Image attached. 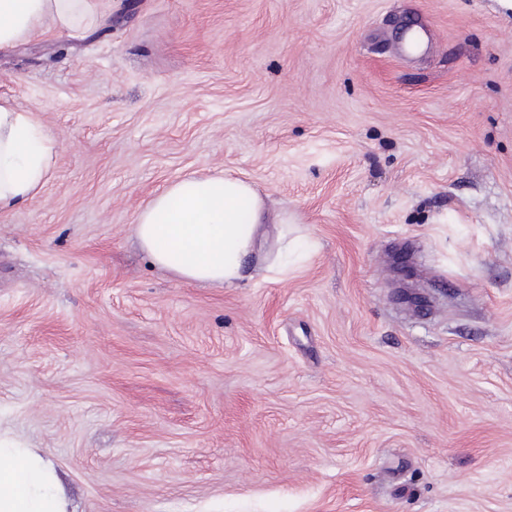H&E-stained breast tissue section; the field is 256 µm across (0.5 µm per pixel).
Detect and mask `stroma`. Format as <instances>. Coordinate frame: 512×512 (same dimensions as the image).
<instances>
[{"instance_id": "1", "label": "stroma", "mask_w": 512, "mask_h": 512, "mask_svg": "<svg viewBox=\"0 0 512 512\" xmlns=\"http://www.w3.org/2000/svg\"><path fill=\"white\" fill-rule=\"evenodd\" d=\"M100 9L0 48V98L57 140L0 214V434L75 512H512V10ZM193 172L316 250L234 288L154 266L136 214Z\"/></svg>"}]
</instances>
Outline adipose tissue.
I'll return each mask as SVG.
<instances>
[{
    "mask_svg": "<svg viewBox=\"0 0 512 512\" xmlns=\"http://www.w3.org/2000/svg\"><path fill=\"white\" fill-rule=\"evenodd\" d=\"M99 0H0V48L46 28L81 30L99 18ZM56 143L37 112L0 99V213L42 188ZM272 211L248 180L228 174L179 177L136 216L134 234L152 263L184 282L234 286L246 259L262 254L281 275L305 236ZM0 512H70L52 462L39 450L0 439Z\"/></svg>",
    "mask_w": 512,
    "mask_h": 512,
    "instance_id": "ef3b65f1",
    "label": "adipose tissue"
}]
</instances>
